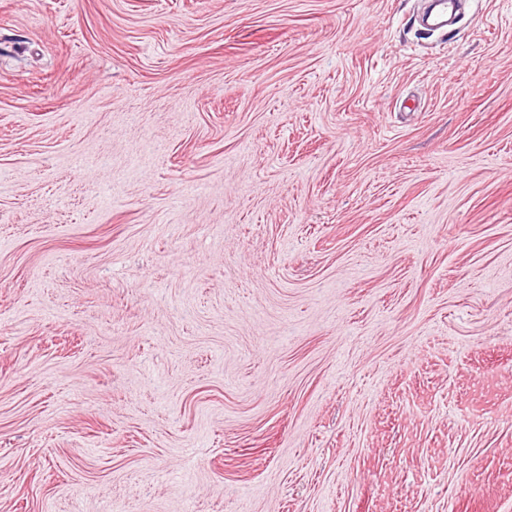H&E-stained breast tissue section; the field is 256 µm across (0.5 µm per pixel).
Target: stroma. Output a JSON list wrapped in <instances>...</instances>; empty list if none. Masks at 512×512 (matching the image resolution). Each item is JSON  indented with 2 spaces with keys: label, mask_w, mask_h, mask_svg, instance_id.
<instances>
[{
  "label": "stroma",
  "mask_w": 512,
  "mask_h": 512,
  "mask_svg": "<svg viewBox=\"0 0 512 512\" xmlns=\"http://www.w3.org/2000/svg\"><path fill=\"white\" fill-rule=\"evenodd\" d=\"M0 0V512H512V0Z\"/></svg>",
  "instance_id": "35a3bbf8"
}]
</instances>
